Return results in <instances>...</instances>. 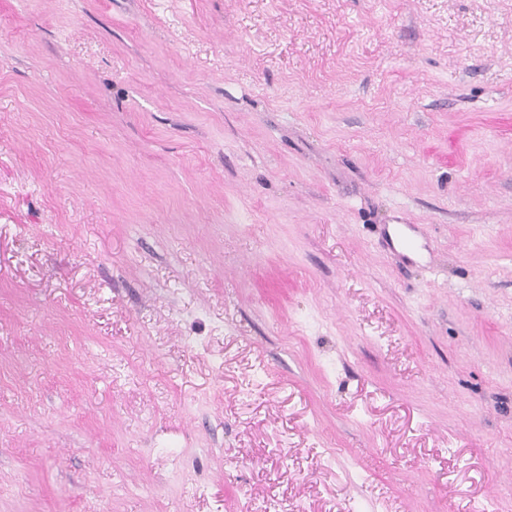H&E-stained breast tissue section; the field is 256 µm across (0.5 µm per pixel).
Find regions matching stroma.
I'll return each mask as SVG.
<instances>
[{"instance_id":"obj_1","label":"stroma","mask_w":512,"mask_h":512,"mask_svg":"<svg viewBox=\"0 0 512 512\" xmlns=\"http://www.w3.org/2000/svg\"><path fill=\"white\" fill-rule=\"evenodd\" d=\"M0 512H512V0H0Z\"/></svg>"}]
</instances>
